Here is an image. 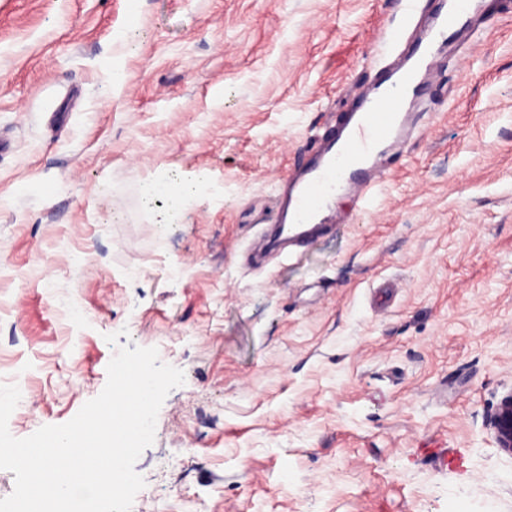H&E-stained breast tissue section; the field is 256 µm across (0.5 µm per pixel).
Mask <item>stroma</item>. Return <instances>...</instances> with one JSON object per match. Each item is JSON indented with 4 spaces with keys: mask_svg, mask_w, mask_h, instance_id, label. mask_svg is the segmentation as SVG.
<instances>
[{
    "mask_svg": "<svg viewBox=\"0 0 512 512\" xmlns=\"http://www.w3.org/2000/svg\"><path fill=\"white\" fill-rule=\"evenodd\" d=\"M368 208L260 253L398 0H0V384L25 438L119 334L181 369L131 512H512V0ZM180 191L146 196L147 185ZM27 378L13 376L15 365ZM500 448L512 450V396L504 399L494 420Z\"/></svg>",
    "mask_w": 512,
    "mask_h": 512,
    "instance_id": "obj_1",
    "label": "stroma"
}]
</instances>
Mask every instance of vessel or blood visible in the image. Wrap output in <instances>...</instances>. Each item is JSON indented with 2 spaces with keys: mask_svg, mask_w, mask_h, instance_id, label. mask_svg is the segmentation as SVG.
Listing matches in <instances>:
<instances>
[{
  "mask_svg": "<svg viewBox=\"0 0 512 512\" xmlns=\"http://www.w3.org/2000/svg\"><path fill=\"white\" fill-rule=\"evenodd\" d=\"M484 14V0H444L413 51L384 60L356 110L320 139L315 157L298 177L286 178V214L279 238L301 245L331 227L337 191L369 202L388 155L400 152L407 138L411 111L437 70L441 50L480 25Z\"/></svg>",
  "mask_w": 512,
  "mask_h": 512,
  "instance_id": "obj_1",
  "label": "vessel or blood"
}]
</instances>
